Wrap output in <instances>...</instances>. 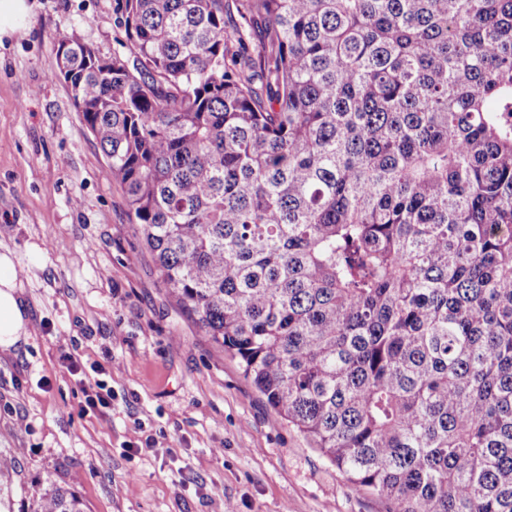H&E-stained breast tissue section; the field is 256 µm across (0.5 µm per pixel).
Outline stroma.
Segmentation results:
<instances>
[{
    "label": "stroma",
    "instance_id": "1",
    "mask_svg": "<svg viewBox=\"0 0 512 512\" xmlns=\"http://www.w3.org/2000/svg\"><path fill=\"white\" fill-rule=\"evenodd\" d=\"M0 38V248L17 257L32 340L0 351V452L15 512L75 484L87 512H384L199 330L159 277L67 84L57 41L122 51L116 0H28ZM79 364L70 371L64 355ZM110 380L112 405L83 386ZM165 433L131 452L135 436Z\"/></svg>",
    "mask_w": 512,
    "mask_h": 512
}]
</instances>
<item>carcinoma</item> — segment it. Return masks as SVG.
<instances>
[{
    "label": "carcinoma",
    "instance_id": "1",
    "mask_svg": "<svg viewBox=\"0 0 512 512\" xmlns=\"http://www.w3.org/2000/svg\"><path fill=\"white\" fill-rule=\"evenodd\" d=\"M116 14L56 76L179 305L385 512H512V0Z\"/></svg>",
    "mask_w": 512,
    "mask_h": 512
}]
</instances>
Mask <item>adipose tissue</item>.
I'll use <instances>...</instances> for the list:
<instances>
[{
  "label": "adipose tissue",
  "mask_w": 512,
  "mask_h": 512,
  "mask_svg": "<svg viewBox=\"0 0 512 512\" xmlns=\"http://www.w3.org/2000/svg\"><path fill=\"white\" fill-rule=\"evenodd\" d=\"M22 284L11 251L0 252V350L10 351L29 338Z\"/></svg>",
  "instance_id": "adipose-tissue-1"
}]
</instances>
